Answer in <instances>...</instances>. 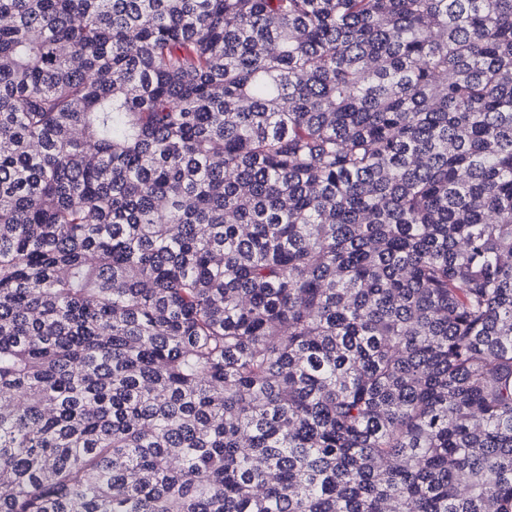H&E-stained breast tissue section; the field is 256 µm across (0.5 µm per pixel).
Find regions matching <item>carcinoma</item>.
I'll list each match as a JSON object with an SVG mask.
<instances>
[{
    "label": "carcinoma",
    "instance_id": "1",
    "mask_svg": "<svg viewBox=\"0 0 512 512\" xmlns=\"http://www.w3.org/2000/svg\"><path fill=\"white\" fill-rule=\"evenodd\" d=\"M0 512H512V0H0Z\"/></svg>",
    "mask_w": 512,
    "mask_h": 512
}]
</instances>
